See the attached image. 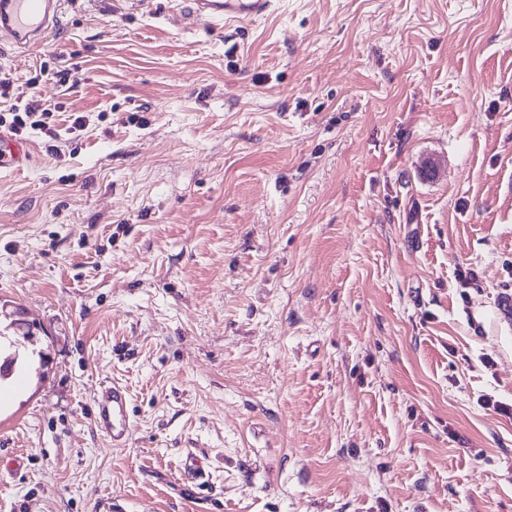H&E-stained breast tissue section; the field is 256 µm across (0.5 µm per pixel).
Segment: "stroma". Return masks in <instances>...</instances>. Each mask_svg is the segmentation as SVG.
<instances>
[{"label": "stroma", "instance_id": "stroma-1", "mask_svg": "<svg viewBox=\"0 0 512 512\" xmlns=\"http://www.w3.org/2000/svg\"><path fill=\"white\" fill-rule=\"evenodd\" d=\"M170 7L0 49L78 76L0 173V512H512V0ZM274 5V0H180L173 7L172 16H187L193 22L200 21L215 27L224 25V22L262 16ZM97 426L120 445L126 441L131 427L130 400L127 391L118 384H105L92 405ZM180 477L184 483L197 488L208 484L210 479L201 462L194 457H189L181 466Z\"/></svg>", "mask_w": 512, "mask_h": 512}]
</instances>
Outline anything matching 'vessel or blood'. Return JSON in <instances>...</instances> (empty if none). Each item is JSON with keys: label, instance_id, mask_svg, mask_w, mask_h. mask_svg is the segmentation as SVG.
<instances>
[{"label": "vessel or blood", "instance_id": "obj_1", "mask_svg": "<svg viewBox=\"0 0 512 512\" xmlns=\"http://www.w3.org/2000/svg\"><path fill=\"white\" fill-rule=\"evenodd\" d=\"M66 0H0V42L24 52L47 42L61 24ZM275 0H179L173 8L177 17L215 27L243 21L270 12ZM31 149L25 142L0 130V172L15 171L30 163ZM97 426L114 444L125 442L131 427L130 400L117 384L100 389L92 405ZM182 481L194 487L208 484L210 476L197 459L186 460L180 469Z\"/></svg>", "mask_w": 512, "mask_h": 512}]
</instances>
